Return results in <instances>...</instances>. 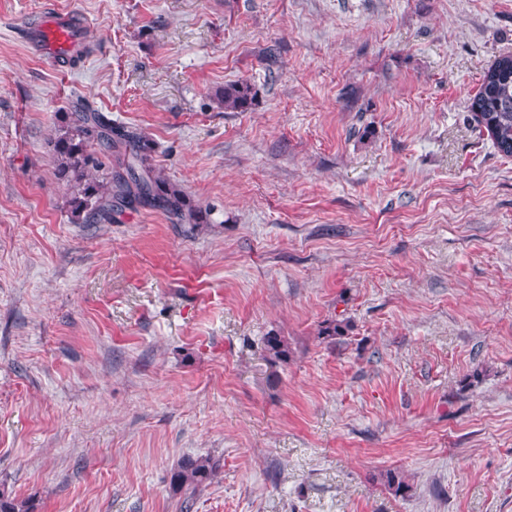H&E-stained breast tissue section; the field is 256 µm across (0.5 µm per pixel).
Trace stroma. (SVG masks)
I'll use <instances>...</instances> for the list:
<instances>
[{
    "label": "stroma",
    "instance_id": "obj_1",
    "mask_svg": "<svg viewBox=\"0 0 512 512\" xmlns=\"http://www.w3.org/2000/svg\"><path fill=\"white\" fill-rule=\"evenodd\" d=\"M55 7L94 47L63 69L25 37ZM506 54L512 0H0V489L512 512V157L467 120ZM78 96L157 143L203 223L72 222L53 144ZM187 456L220 472L173 492ZM254 99L252 86L247 81H235L224 86V107L226 110L244 112ZM264 359L270 365L286 363L289 358L288 341L283 336L270 334L263 338Z\"/></svg>",
    "mask_w": 512,
    "mask_h": 512
}]
</instances>
